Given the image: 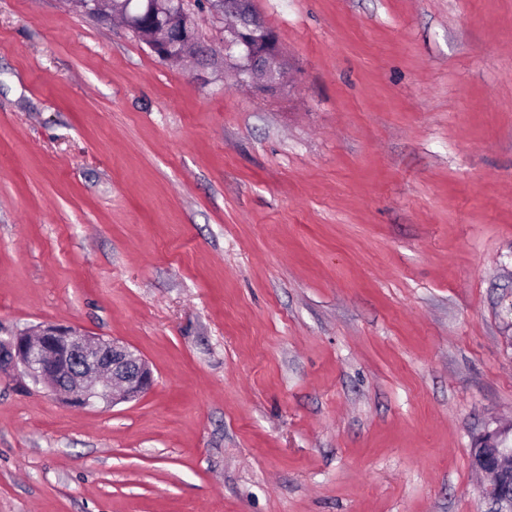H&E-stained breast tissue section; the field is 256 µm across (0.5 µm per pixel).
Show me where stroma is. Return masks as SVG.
Segmentation results:
<instances>
[{
	"instance_id": "35a3bbf8",
	"label": "stroma",
	"mask_w": 512,
	"mask_h": 512,
	"mask_svg": "<svg viewBox=\"0 0 512 512\" xmlns=\"http://www.w3.org/2000/svg\"><path fill=\"white\" fill-rule=\"evenodd\" d=\"M290 81L0 0V336L145 357L78 410L0 374V512H486L512 425V0H254ZM512 428L498 426L477 438L472 449V462L481 473L493 479L483 489L488 502L486 512H512Z\"/></svg>"
}]
</instances>
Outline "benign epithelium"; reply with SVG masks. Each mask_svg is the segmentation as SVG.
<instances>
[{
	"mask_svg": "<svg viewBox=\"0 0 512 512\" xmlns=\"http://www.w3.org/2000/svg\"><path fill=\"white\" fill-rule=\"evenodd\" d=\"M215 2L213 13L220 18L249 16L245 26L224 27V59L230 60L235 75L259 93L285 85L278 35L252 9L251 0ZM129 27L165 61L173 60L176 48L200 58L204 71L215 57L198 41L189 0H152L142 17L129 19ZM18 366L34 383L79 408L136 400L154 384L148 361L122 341L58 324L0 337V371ZM478 440L473 465L493 476L483 489L487 512H512V428L499 426Z\"/></svg>",
	"mask_w": 512,
	"mask_h": 512,
	"instance_id": "obj_1",
	"label": "benign epithelium"
}]
</instances>
